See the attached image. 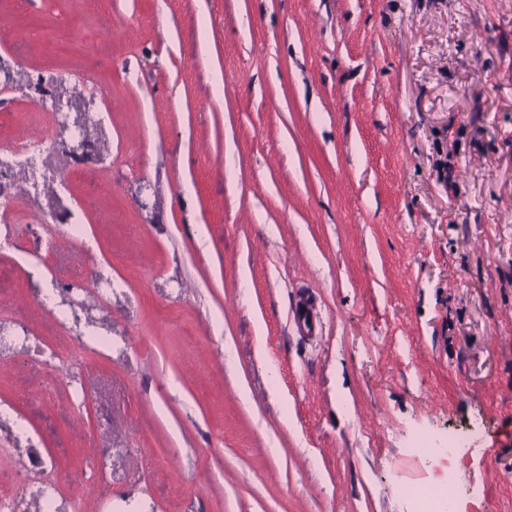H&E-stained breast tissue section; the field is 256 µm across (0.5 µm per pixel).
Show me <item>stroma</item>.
I'll use <instances>...</instances> for the list:
<instances>
[{"label":"stroma","mask_w":512,"mask_h":512,"mask_svg":"<svg viewBox=\"0 0 512 512\" xmlns=\"http://www.w3.org/2000/svg\"><path fill=\"white\" fill-rule=\"evenodd\" d=\"M0 64L104 117L78 164L0 106L54 174L0 319L58 355L0 359V492L33 448L65 512H405L415 440L468 430L460 488L512 512V0H0Z\"/></svg>","instance_id":"obj_1"}]
</instances>
